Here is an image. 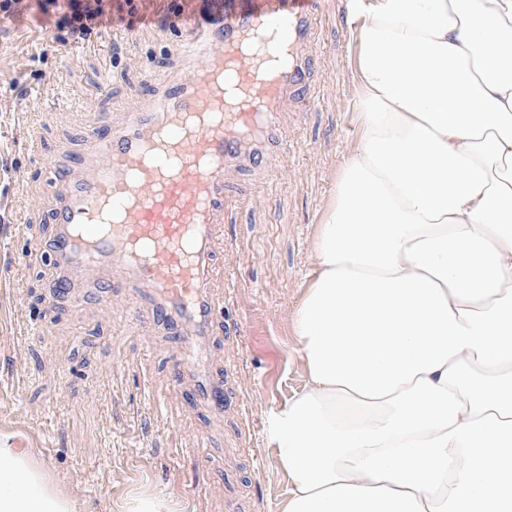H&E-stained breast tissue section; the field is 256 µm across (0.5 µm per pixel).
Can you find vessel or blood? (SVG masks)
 <instances>
[{"instance_id":"1","label":"vessel or blood","mask_w":512,"mask_h":512,"mask_svg":"<svg viewBox=\"0 0 512 512\" xmlns=\"http://www.w3.org/2000/svg\"><path fill=\"white\" fill-rule=\"evenodd\" d=\"M320 2L226 0L191 31L203 65L148 83L143 108L123 126L88 134L95 165L44 157L57 197L49 247L60 292L80 273L106 303L113 289L135 285L154 319L192 350L221 331L224 302L211 285L222 271L224 173L276 161L279 114L310 79Z\"/></svg>"}]
</instances>
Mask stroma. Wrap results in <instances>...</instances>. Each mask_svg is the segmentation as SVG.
Instances as JSON below:
<instances>
[{
	"label": "stroma",
	"instance_id": "stroma-1",
	"mask_svg": "<svg viewBox=\"0 0 512 512\" xmlns=\"http://www.w3.org/2000/svg\"><path fill=\"white\" fill-rule=\"evenodd\" d=\"M347 0H323L311 108L281 115L289 150L274 168L227 176L224 331L209 337L206 369L224 380V409L208 411L180 347L131 288L111 303L50 301L52 258L27 253L19 225L49 236L55 196L40 160L68 161L99 124L139 111L152 75L179 76L197 59L150 25L112 22L92 42L55 43L54 19L22 0L0 20V435L27 448L40 471L86 512H123L132 496L171 512H280L288 479L269 438L272 412L300 391L303 362L292 318L312 267V241L353 137L356 109ZM106 90H99V83Z\"/></svg>",
	"mask_w": 512,
	"mask_h": 512
}]
</instances>
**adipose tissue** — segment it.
I'll use <instances>...</instances> for the list:
<instances>
[{
    "mask_svg": "<svg viewBox=\"0 0 512 512\" xmlns=\"http://www.w3.org/2000/svg\"><path fill=\"white\" fill-rule=\"evenodd\" d=\"M356 132L272 417L281 512H512V0H355ZM0 512H85L0 436Z\"/></svg>",
    "mask_w": 512,
    "mask_h": 512,
    "instance_id": "obj_1",
    "label": "adipose tissue"
}]
</instances>
